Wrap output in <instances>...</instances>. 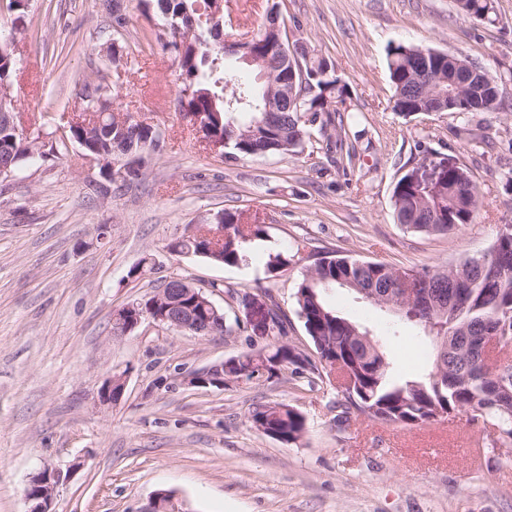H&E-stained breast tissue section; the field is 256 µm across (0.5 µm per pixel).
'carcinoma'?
Here are the masks:
<instances>
[{
	"label": "carcinoma",
	"mask_w": 512,
	"mask_h": 512,
	"mask_svg": "<svg viewBox=\"0 0 512 512\" xmlns=\"http://www.w3.org/2000/svg\"><path fill=\"white\" fill-rule=\"evenodd\" d=\"M465 14L478 20L492 21L493 0H458ZM208 0H156L162 23L154 25V39L168 51L179 66L180 93L186 95L190 112L202 115L198 129L205 137L224 141L227 153L240 157L301 152L315 127L324 130L331 123V113L347 112L348 91L334 75V67L323 58L301 57L305 94L292 109L272 115L269 128L245 136L243 132L261 116L267 105V82L246 83L235 71L224 67V54L215 47L208 25ZM422 47L392 43L387 48L389 81L394 92L401 93L392 109L404 115L435 103L448 104L451 111L468 114L497 107L498 85L480 81L455 84L462 73L476 69L470 62ZM84 109L98 110L112 96V86L96 69L79 79ZM43 133L17 137L6 122H0V153L12 159L17 172L23 163L44 155ZM163 140L160 128L138 126L130 114L112 112L104 116L101 133L92 145L114 159H124L137 166L128 175L133 181L142 175L145 156L155 152ZM397 222L406 229L426 235H446L474 221L480 205L477 185L468 171L457 167L448 171L441 189L427 192L401 177L392 193ZM207 230L223 232L221 248L210 251V241L188 235L172 243L178 254L200 255L224 265H238L249 258L250 244L262 237L263 226L248 222L241 213L224 212ZM472 265L460 269L455 263L416 271L424 289L443 298L456 291L465 293L462 303L429 314L406 295V290L386 298L379 309L394 312L405 324L419 329L434 350L430 367L408 379L395 375L386 351L374 340L367 327L342 316L331 307L326 291L347 288L356 294L368 288H394L392 264L329 255L305 267L297 284L295 298L314 356L278 341L288 334V317L279 304L268 297V315L277 342L269 349L246 354L231 361L224 372V386L241 377L256 375L273 378L284 369L311 384H336L345 398L344 413L354 409L384 425L431 423L456 413H471L482 419L489 450L506 458L512 456V359L492 368L483 356L484 332L503 323L505 340L512 342V239L496 240L489 250L470 258ZM185 290L182 303L202 308L197 295L202 289L180 277L169 285ZM201 318L210 320L217 332L232 336L241 330L239 319L225 312ZM251 423L265 427L264 435L283 444L297 442L305 432V418L288 404H256L249 411Z\"/></svg>",
	"instance_id": "carcinoma-1"
}]
</instances>
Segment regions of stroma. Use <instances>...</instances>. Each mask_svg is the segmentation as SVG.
Here are the masks:
<instances>
[{
    "label": "stroma",
    "mask_w": 512,
    "mask_h": 512,
    "mask_svg": "<svg viewBox=\"0 0 512 512\" xmlns=\"http://www.w3.org/2000/svg\"><path fill=\"white\" fill-rule=\"evenodd\" d=\"M265 0H224V31L256 30ZM112 30L102 0H29L10 86L24 133L55 131L80 113L79 77L103 67L111 109L160 126L165 141L142 178L116 187L79 145L35 157L0 179V512H26L30 477L64 472L54 512H140L157 492L181 512H512V461L484 459L483 423L466 413L419 426L383 425L351 413L336 422L334 387L308 386L290 370L191 386L187 376L267 347L269 337L197 336L145 322L116 338L112 315L178 274L240 321L239 296L271 294L289 320L286 341L312 352L297 313L304 266L334 253L417 269L486 252L512 224V0L494 22L459 12L456 0H283L291 40L332 62L349 91L359 137L351 165L314 134L306 151L224 158L198 139L178 107L179 69L144 33L140 0H123ZM126 64L103 66L112 40ZM431 47L483 67L500 88L493 112L392 109L390 43ZM466 168L480 191L476 221L448 235L407 231L392 204L395 183L428 162ZM265 227L249 263L217 264L171 253L169 244L219 211ZM285 260L268 272L269 255ZM140 276H130L133 267ZM327 302L368 326L409 378L431 362L418 329L344 289ZM121 400L104 403L112 375ZM285 403L306 431L283 444L254 427L249 409ZM437 445L438 455L424 449Z\"/></svg>",
    "instance_id": "1"
}]
</instances>
